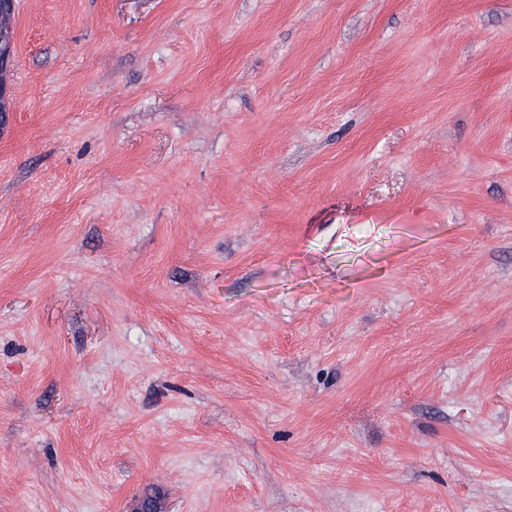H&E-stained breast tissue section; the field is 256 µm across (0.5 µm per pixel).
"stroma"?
I'll return each instance as SVG.
<instances>
[{"mask_svg": "<svg viewBox=\"0 0 512 512\" xmlns=\"http://www.w3.org/2000/svg\"><path fill=\"white\" fill-rule=\"evenodd\" d=\"M0 512H512V0H20Z\"/></svg>", "mask_w": 512, "mask_h": 512, "instance_id": "35a3bbf8", "label": "stroma"}]
</instances>
